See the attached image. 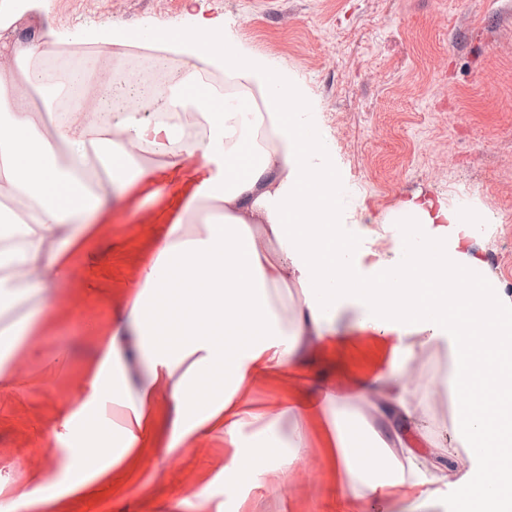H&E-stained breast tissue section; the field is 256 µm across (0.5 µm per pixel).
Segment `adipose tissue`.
<instances>
[{
    "instance_id": "1",
    "label": "adipose tissue",
    "mask_w": 512,
    "mask_h": 512,
    "mask_svg": "<svg viewBox=\"0 0 512 512\" xmlns=\"http://www.w3.org/2000/svg\"><path fill=\"white\" fill-rule=\"evenodd\" d=\"M95 45V58L122 61L130 47L160 61L182 58V76L164 108L192 115L197 132L184 137L134 109L102 113V99L72 98L64 113L53 100L36 110L17 87H41L39 72L0 70V191L25 203L28 220L0 234V269L28 271L25 279L0 280V303L23 305L29 295L56 287L60 270L87 241L116 190L152 182L195 160L206 192L191 196L152 260L145 265L133 303L109 337L90 381L91 399L112 403L103 422L83 410L81 427L64 418L53 439L71 458L80 444L101 456L98 438L119 445L121 464L134 450L172 453L220 427L234 447L229 471L251 479L244 463L260 469L294 467L308 445L310 422H319L344 492L363 512H379L394 489L415 491L412 512H428L442 487L452 486L463 512H489L512 489L475 481L466 461L502 465L512 429L494 430L492 418H512V294L487 276L469 247L484 217L449 208L441 199L404 200L389 223L362 215L360 231L344 233L345 190L327 133L306 105V91L287 70L250 51L220 20L145 27L136 34L104 20L75 33ZM211 68L257 89L262 101L248 111L238 100L199 92L200 73ZM55 113L44 126L42 112ZM216 220L188 226L201 205ZM389 239L391 254L363 269L362 239ZM277 252H269L268 241ZM178 280L181 311L157 298ZM300 290L291 310L274 296L284 283ZM137 336L147 366L132 389L118 347ZM444 343L448 369L440 384L455 408L447 429L430 411L429 382L410 388L407 373L426 345ZM335 355L323 374V397L288 394L274 409H257L247 385L274 378L297 385L306 368ZM220 384L195 395L202 375ZM168 386L174 416L167 435L154 431L153 405ZM136 391V402L124 399ZM363 409L376 425L379 450L357 456L347 431L348 408ZM295 418L294 449L285 452L276 424ZM252 428L253 443L241 434Z\"/></svg>"
}]
</instances>
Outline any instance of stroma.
Here are the masks:
<instances>
[{
    "instance_id": "35a3bbf8",
    "label": "stroma",
    "mask_w": 512,
    "mask_h": 512,
    "mask_svg": "<svg viewBox=\"0 0 512 512\" xmlns=\"http://www.w3.org/2000/svg\"><path fill=\"white\" fill-rule=\"evenodd\" d=\"M204 12L233 22L251 50L307 90L332 143L350 200L346 223L379 219L413 196L475 207L490 218L474 248L512 294V0H40L21 40L68 44L103 18L127 32L187 24ZM61 287L37 294L42 312L0 387V512H360L330 472L321 444L289 470L239 482L232 448L213 429L178 451L141 450L124 466L50 501L47 435L79 411L118 312L135 293L160 223H127L125 201Z\"/></svg>"
}]
</instances>
